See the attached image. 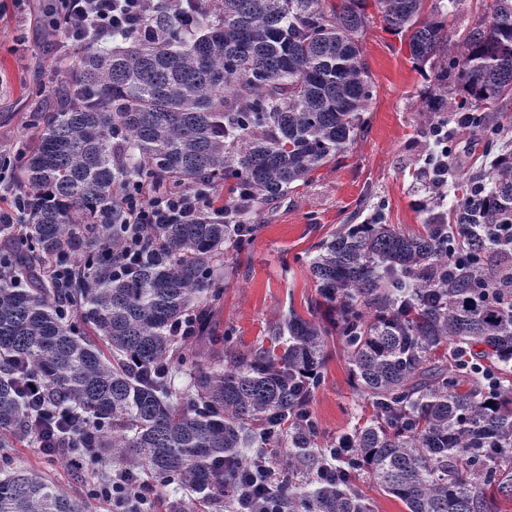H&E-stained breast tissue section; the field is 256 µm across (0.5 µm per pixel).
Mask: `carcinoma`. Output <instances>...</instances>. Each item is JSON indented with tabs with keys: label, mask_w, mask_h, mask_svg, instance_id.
Wrapping results in <instances>:
<instances>
[{
	"label": "carcinoma",
	"mask_w": 512,
	"mask_h": 512,
	"mask_svg": "<svg viewBox=\"0 0 512 512\" xmlns=\"http://www.w3.org/2000/svg\"><path fill=\"white\" fill-rule=\"evenodd\" d=\"M465 0H213L187 34L86 46L71 94L15 152L23 224H0V448L31 437L41 406L87 420V443L190 493L169 512L224 499L244 449L288 437V477L257 471L287 512H371L361 476L408 512H498L512 498V151L467 178L451 210L406 235L374 218L343 224L310 260L330 327L288 311L269 347L224 351L223 362L175 388L196 353L174 334L206 324L224 252L249 240L237 217L308 183L364 126L372 99L360 37L374 8L408 36L428 67L422 111L453 117L494 143L479 110L512 95V0L462 47L448 13ZM138 178L166 192L224 182V219L122 223L114 188ZM147 259L132 275L112 254L134 233ZM64 268L63 278L54 270ZM336 335L373 409L349 436L355 456L321 479L306 404ZM43 387L25 396L22 375ZM0 512H86L45 476L3 465Z\"/></svg>",
	"instance_id": "carcinoma-1"
}]
</instances>
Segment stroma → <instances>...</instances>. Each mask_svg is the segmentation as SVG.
Returning a JSON list of instances; mask_svg holds the SVG:
<instances>
[{"mask_svg":"<svg viewBox=\"0 0 512 512\" xmlns=\"http://www.w3.org/2000/svg\"><path fill=\"white\" fill-rule=\"evenodd\" d=\"M51 0H0V144L7 152L25 143L36 112L51 113L67 84L69 66L51 51L56 41L48 28ZM362 57L373 97L364 112L365 127L336 161L318 168L310 182L243 215L257 231L241 252L224 262L231 273L215 301L205 336L189 340L211 366L224 349L246 350L268 342L288 311L306 314L318 300L309 269L314 247L344 224L375 217L407 234H419L431 205L447 213L463 194L462 181L489 167L480 130L457 129L448 157V184L434 188L425 160L436 152L426 135L428 114L422 95L429 78L413 62L405 36L373 19L362 36ZM330 356L320 386L307 410L319 443L336 440L364 424L372 409L351 378L340 341ZM13 467L36 469L71 496L88 501L90 512L108 506L90 495L89 481L105 470L102 460L77 468L66 457L44 455L31 440L7 449Z\"/></svg>","mask_w":512,"mask_h":512,"instance_id":"1","label":"stroma"}]
</instances>
